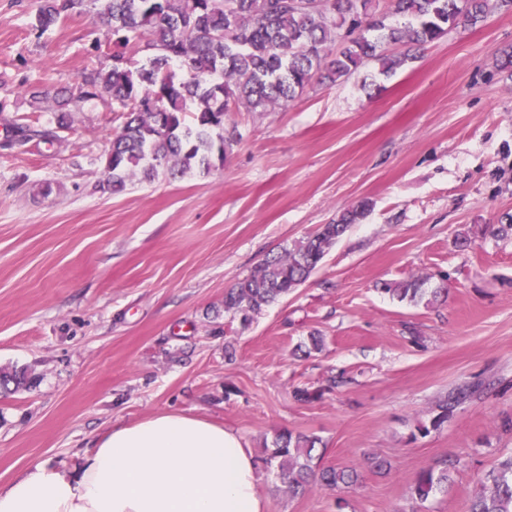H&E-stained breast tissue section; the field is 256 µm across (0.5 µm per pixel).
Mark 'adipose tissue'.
<instances>
[{"label": "adipose tissue", "instance_id": "1", "mask_svg": "<svg viewBox=\"0 0 512 512\" xmlns=\"http://www.w3.org/2000/svg\"><path fill=\"white\" fill-rule=\"evenodd\" d=\"M0 512H268L252 449L183 413L109 428L69 472L43 463L0 487Z\"/></svg>", "mask_w": 512, "mask_h": 512}]
</instances>
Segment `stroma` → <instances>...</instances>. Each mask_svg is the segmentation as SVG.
<instances>
[{"mask_svg":"<svg viewBox=\"0 0 512 512\" xmlns=\"http://www.w3.org/2000/svg\"><path fill=\"white\" fill-rule=\"evenodd\" d=\"M36 7L0 0V366L40 377L0 394V486L37 462L75 469L112 424L177 412L240 433L269 512H412L415 478L448 456L452 484L421 512H467L512 452V13L450 29L391 77L369 66L231 113L242 139L219 170L115 194L99 187L123 122L111 100L56 109L111 66L105 31L84 10L38 33ZM34 123L55 144L18 143ZM362 200L304 284L249 327L225 314V290L266 254ZM411 276L448 292H384ZM313 334L322 351L295 357ZM284 429L320 437L322 465L357 483L291 496L263 462Z\"/></svg>","mask_w":512,"mask_h":512,"instance_id":"obj_1","label":"stroma"}]
</instances>
